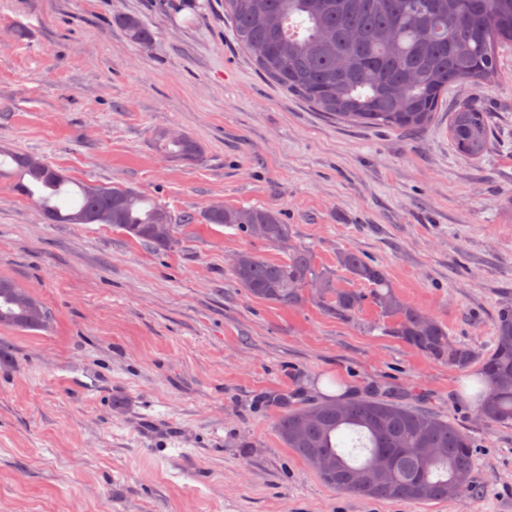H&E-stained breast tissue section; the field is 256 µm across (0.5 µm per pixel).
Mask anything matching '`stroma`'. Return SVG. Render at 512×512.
Masks as SVG:
<instances>
[{
	"mask_svg": "<svg viewBox=\"0 0 512 512\" xmlns=\"http://www.w3.org/2000/svg\"><path fill=\"white\" fill-rule=\"evenodd\" d=\"M135 15L148 46L113 22ZM28 36L15 41L13 31ZM500 78L451 87L417 132L328 118L261 75L224 0H0V145L77 182L133 188L178 224L170 250L105 224H48L0 179V278L51 314L0 326V512H512V424L480 420L475 371L391 336L365 303L342 320L314 294L294 308L249 295L233 258L282 248L208 224L213 202L272 207L335 284L343 250L379 263L401 299L478 353L512 305V43ZM472 100L494 145L459 155L448 114ZM204 147L185 165L152 133ZM377 397L434 412L478 453L457 497L416 504L325 485L283 444L277 416Z\"/></svg>",
	"mask_w": 512,
	"mask_h": 512,
	"instance_id": "35a3bbf8",
	"label": "stroma"
}]
</instances>
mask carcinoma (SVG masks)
Instances as JSON below:
<instances>
[{
    "instance_id": "carcinoma-1",
    "label": "carcinoma",
    "mask_w": 512,
    "mask_h": 512,
    "mask_svg": "<svg viewBox=\"0 0 512 512\" xmlns=\"http://www.w3.org/2000/svg\"><path fill=\"white\" fill-rule=\"evenodd\" d=\"M224 14L235 39L255 68L280 88L315 110L351 123L400 131L430 125L448 88L483 84L499 78L498 47L512 42V0H224ZM117 24L134 44L149 43L154 32L138 17L121 16ZM448 130L457 152L476 158L493 146L488 113L461 104L448 113ZM158 152L175 161L202 160V144L188 134L173 138L154 131ZM15 169H2L5 159ZM17 175L16 189L35 200L48 224H82L90 214L98 223L119 225L125 233L156 248L177 242L173 219L161 223L164 206L127 187L77 184L37 154L0 146V177ZM203 220L228 224L244 235L281 245L293 238V226L271 208L214 211ZM231 268L233 278L251 296L283 306L303 302L309 284L328 300V310L348 318L366 301L394 319L392 335L425 355L457 369L478 365L486 382L479 416L489 426L512 424V306L497 315L494 347L480 357L448 335L444 324L405 303L383 267L355 251L336 256L338 267L373 285L370 293L339 289L334 274L316 268L312 254L295 245L288 259L269 262L244 252ZM29 291L0 288V325L24 313L14 296ZM276 430L293 453L315 466L334 460L336 479L316 475L336 490L382 501L427 503L453 498L472 481L476 449L472 437L438 415L393 401L358 399L295 408L280 415ZM350 430L357 435L363 460L339 445ZM364 475L354 489L348 475Z\"/></svg>"
}]
</instances>
